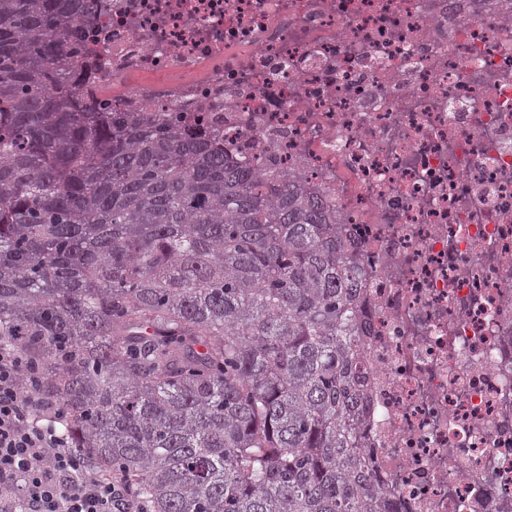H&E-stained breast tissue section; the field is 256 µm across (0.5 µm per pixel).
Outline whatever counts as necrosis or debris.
I'll return each instance as SVG.
<instances>
[{
  "label": "necrosis or debris",
  "mask_w": 512,
  "mask_h": 512,
  "mask_svg": "<svg viewBox=\"0 0 512 512\" xmlns=\"http://www.w3.org/2000/svg\"><path fill=\"white\" fill-rule=\"evenodd\" d=\"M92 27L85 99L208 122L335 211L392 512H512V0H99Z\"/></svg>",
  "instance_id": "1"
}]
</instances>
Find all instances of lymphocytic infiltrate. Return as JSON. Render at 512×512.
Returning <instances> with one entry per match:
<instances>
[{"instance_id": "f902f5d3", "label": "lymphocytic infiltrate", "mask_w": 512, "mask_h": 512, "mask_svg": "<svg viewBox=\"0 0 512 512\" xmlns=\"http://www.w3.org/2000/svg\"><path fill=\"white\" fill-rule=\"evenodd\" d=\"M22 363L0 350V512H140L128 485L82 473L58 429L62 412L21 390Z\"/></svg>"}]
</instances>
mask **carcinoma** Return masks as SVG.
<instances>
[{
	"mask_svg": "<svg viewBox=\"0 0 512 512\" xmlns=\"http://www.w3.org/2000/svg\"><path fill=\"white\" fill-rule=\"evenodd\" d=\"M96 0H0V347L147 512H389L336 214L214 136L69 84Z\"/></svg>",
	"mask_w": 512,
	"mask_h": 512,
	"instance_id": "cac0c4a2",
	"label": "carcinoma"
}]
</instances>
